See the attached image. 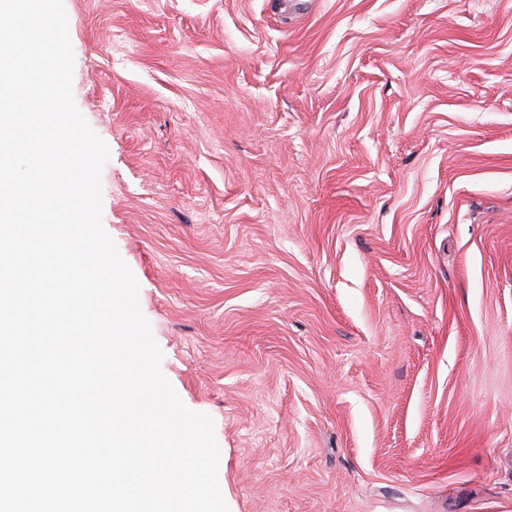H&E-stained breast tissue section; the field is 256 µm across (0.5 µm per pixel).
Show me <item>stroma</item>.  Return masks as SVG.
I'll return each instance as SVG.
<instances>
[{"label":"stroma","mask_w":512,"mask_h":512,"mask_svg":"<svg viewBox=\"0 0 512 512\" xmlns=\"http://www.w3.org/2000/svg\"><path fill=\"white\" fill-rule=\"evenodd\" d=\"M63 5L228 512H512V0Z\"/></svg>","instance_id":"1"}]
</instances>
